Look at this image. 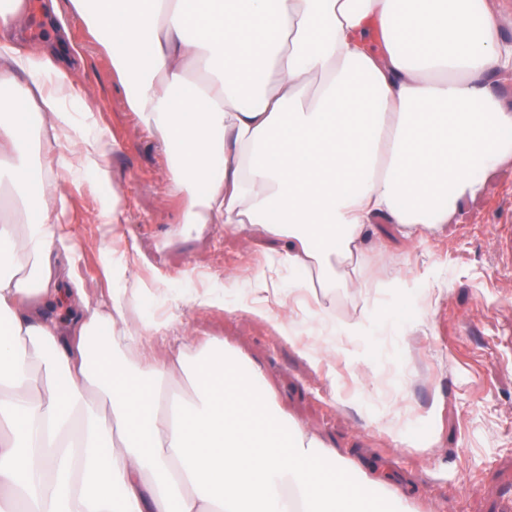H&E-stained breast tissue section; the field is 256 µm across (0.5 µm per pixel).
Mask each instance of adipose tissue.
I'll list each match as a JSON object with an SVG mask.
<instances>
[{
	"label": "adipose tissue",
	"instance_id": "obj_1",
	"mask_svg": "<svg viewBox=\"0 0 512 512\" xmlns=\"http://www.w3.org/2000/svg\"><path fill=\"white\" fill-rule=\"evenodd\" d=\"M72 9L112 56L130 111L163 144L187 224L259 229L308 271L320 336L276 321L313 363L359 342L370 311L325 300L364 285L368 226L410 240L446 224L512 167V73L494 0H46ZM65 30L27 53L0 44V512H409L378 481L279 408L223 338L167 344L134 324L137 287L107 301L60 293V215L39 189V134L71 127ZM28 80L17 84L16 74ZM320 76L310 89L312 76ZM188 380L189 395L169 388ZM321 459L341 485L311 469Z\"/></svg>",
	"mask_w": 512,
	"mask_h": 512
}]
</instances>
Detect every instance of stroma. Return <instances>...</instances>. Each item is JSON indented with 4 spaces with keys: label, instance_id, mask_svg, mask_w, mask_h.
<instances>
[{
    "label": "stroma",
    "instance_id": "obj_1",
    "mask_svg": "<svg viewBox=\"0 0 512 512\" xmlns=\"http://www.w3.org/2000/svg\"><path fill=\"white\" fill-rule=\"evenodd\" d=\"M64 23L69 79L84 92L69 109L115 140L102 161L105 181L65 166L69 138L42 145L49 179L65 190L45 203L63 212L53 255L69 270L66 290L106 298L108 268L125 260L128 282L144 290L142 319L173 317L195 336L224 337L261 370L283 412L379 477L383 495L403 497L411 512H502L512 498V167L485 175L483 194L463 199L424 241L376 219L365 241L368 287L326 302L340 319L372 309L366 338L345 344L334 365H315L260 313L293 317L304 336L315 328L304 304L288 300L302 271L274 263L283 242L252 228L182 224L188 199L172 185L163 148L129 110L109 55L77 13H65ZM116 187L124 217L111 224L106 204ZM261 273L277 280L279 294L256 291ZM395 278L415 296L377 289ZM205 292L214 305H194ZM387 415L399 417L407 443L381 430Z\"/></svg>",
    "mask_w": 512,
    "mask_h": 512
}]
</instances>
